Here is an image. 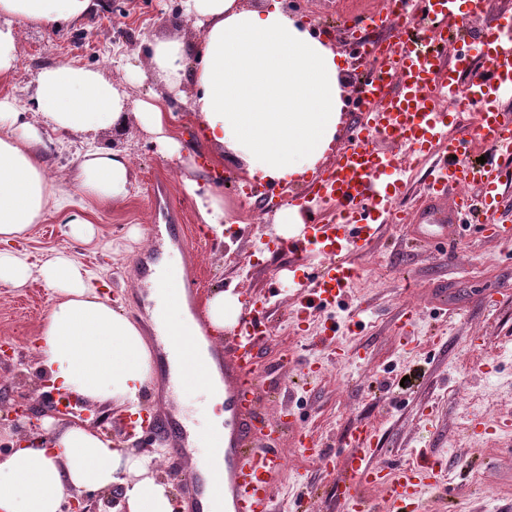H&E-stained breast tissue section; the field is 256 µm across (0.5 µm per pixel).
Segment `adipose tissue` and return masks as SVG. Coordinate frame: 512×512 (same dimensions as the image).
<instances>
[{
	"label": "adipose tissue",
	"instance_id": "adipose-tissue-1",
	"mask_svg": "<svg viewBox=\"0 0 512 512\" xmlns=\"http://www.w3.org/2000/svg\"><path fill=\"white\" fill-rule=\"evenodd\" d=\"M103 6V0H0V78L16 67L20 25L79 26ZM182 7L201 35L190 46L151 42L150 67L139 77L155 78L166 93L133 105L161 154L182 156L173 106L185 101L207 142L230 151L249 178L275 186L315 172L342 121L340 53L286 15L279 0H266L259 10L241 0H182ZM188 81L195 88L190 98L183 92ZM36 83L32 103L42 127L24 121L14 98L0 97V285L20 288L36 277L59 292L36 349L41 367L62 390L132 413L152 375L145 336L74 260L57 256L36 264L23 247L30 227L52 211L67 212L74 238H91V224L72 209L74 195L100 204L128 197L134 170L127 157L88 142L98 131L123 130L128 97L101 72L67 61L41 69ZM46 127L59 141H87L70 174L72 190L49 181ZM186 189L199 222L223 232V199L196 180ZM151 298L156 323L172 338L170 363L178 365L198 328L164 288L155 287ZM154 468L152 455L116 447L96 430L48 426L0 454V512H63L74 493L114 488L119 512H173L170 486L156 479Z\"/></svg>",
	"mask_w": 512,
	"mask_h": 512
}]
</instances>
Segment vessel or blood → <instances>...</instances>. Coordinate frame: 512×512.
I'll list each match as a JSON object with an SVG mask.
<instances>
[{
  "label": "vessel or blood",
  "mask_w": 512,
  "mask_h": 512,
  "mask_svg": "<svg viewBox=\"0 0 512 512\" xmlns=\"http://www.w3.org/2000/svg\"><path fill=\"white\" fill-rule=\"evenodd\" d=\"M384 9H372V22L382 23L387 42L376 45L354 41L359 57L376 67L358 84L350 100L354 131L340 149L334 166L311 181L305 196L294 206L310 213V204L320 200L332 210L330 219H313L307 233L291 238L287 248L299 254L310 245H321L324 265L309 273L307 286L314 300L324 306L336 304L360 276L353 260L380 236L386 223H409V213L393 214L391 204L399 187L382 176L391 160L377 146L379 137L393 140L406 153L427 155L448 126V115L434 111L443 95L457 101L476 98L484 109L476 113V136H452L446 155L434 163L419 209L422 227L418 238L430 243L436 254L451 251L440 232L467 228L492 239L512 237V224L502 211L503 188L512 183V109L501 103L512 92V13L499 14L492 22L476 25L454 10L456 0H386ZM437 18L440 29L463 30L453 57L421 50L409 31L416 16ZM483 150L484 162L470 160ZM469 184L480 189L476 199L455 196V189ZM188 306L199 329L207 318L197 303L198 291L189 273L169 283ZM270 325L263 304L246 296L236 325L225 328L223 339L208 337L213 363L212 376L224 386V427L212 431L211 442L224 451V467L202 470L194 465L179 415L180 390L195 385L196 377L172 380L166 347L169 338L151 331L149 339L158 356V375L148 403L143 433L151 442L167 445L169 459L184 467L180 481V512H204L203 500L223 496L226 512H274L270 477L285 466L277 436L289 430L299 450L316 459L324 450L300 427L291 412L271 420L261 406V393L268 376L260 369L262 348ZM340 463L344 474L335 495L344 512H412L417 492L424 486H441L442 470L436 461L424 458L416 464L392 468L374 461L375 433L365 425L353 427L343 440ZM366 486L388 491L384 506L363 495Z\"/></svg>",
  "instance_id": "vessel-or-blood-1"
}]
</instances>
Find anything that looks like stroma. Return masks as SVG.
Returning <instances> with one entry per match:
<instances>
[{"label":"stroma","instance_id":"stroma-1","mask_svg":"<svg viewBox=\"0 0 512 512\" xmlns=\"http://www.w3.org/2000/svg\"><path fill=\"white\" fill-rule=\"evenodd\" d=\"M167 38L188 45L199 38L178 0H105L82 26L21 27L19 61L9 78L0 80V97L15 98L26 109L25 121L40 124V115L28 109L38 71L74 61L112 78L130 100L150 99L163 94V85L152 78L128 80L123 66L145 65V44ZM175 124L189 144L179 161L159 153L134 111H127L123 133L98 132L95 145L132 161L136 178L128 198L107 206L86 203L83 214L96 229L89 243L66 235L64 214H48L29 231L31 261L56 252L70 255L107 284L120 311L148 330L151 316L137 294L140 283L131 263L153 246L148 227L162 221L159 203L180 209L186 238L206 239L198 269L202 299L224 290L256 295L268 306L272 335L261 366L279 369L272 391L262 396L271 413L293 410L329 449L349 427L364 424L378 436L376 458L383 464H413L425 456L439 461L452 476L449 493L424 490L427 512H512V438L461 425L463 394L478 392L488 393L494 416L512 423V393L490 390L492 381L512 377V242L453 230L457 257L441 262L408 240L402 225L387 224L373 248L358 258L361 283L332 309L302 310L300 281L323 263V254L311 249L297 260L264 245L279 237L272 201L301 194L305 183L276 187L269 201L242 199L239 162L206 147L187 106H179ZM199 175L224 199L229 223L223 235L201 231L184 188L185 179ZM441 286L453 298L451 309L430 299ZM59 298L39 280L22 288L0 286V338L20 349L19 355L0 359V374L18 372L25 379L18 387L0 385V409L18 401L37 405L50 392L49 376L30 342ZM409 305L416 309V323L404 342L397 322ZM336 348L354 354V361L331 360ZM304 359L321 364V373L305 375ZM278 446L286 468L272 484L276 512H294L302 496L311 512H342L333 495L342 478L334 459L322 464L304 456L287 434Z\"/></svg>","mask_w":512,"mask_h":512}]
</instances>
